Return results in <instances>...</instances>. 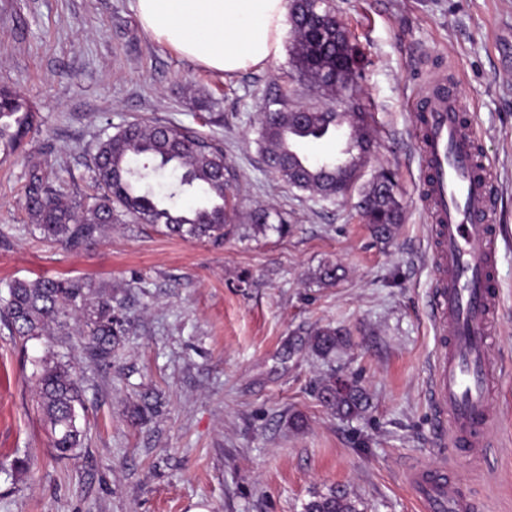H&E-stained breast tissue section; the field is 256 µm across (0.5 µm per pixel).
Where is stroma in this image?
Wrapping results in <instances>:
<instances>
[{"instance_id": "obj_1", "label": "stroma", "mask_w": 512, "mask_h": 512, "mask_svg": "<svg viewBox=\"0 0 512 512\" xmlns=\"http://www.w3.org/2000/svg\"><path fill=\"white\" fill-rule=\"evenodd\" d=\"M364 63L353 96L371 115L373 153L360 186L393 173L403 221L389 239L358 214V189L336 202L288 188L265 167L258 118L268 99L327 102L292 61L294 35L267 64L206 69L147 36L135 0H0V88L33 122L0 150V292L14 280L83 277L126 290L129 334L108 367L74 337L20 341L0 321V512H303L335 487L362 512H420L405 476L449 465L475 512H512V0H332ZM453 80L467 127L491 170L500 230L501 310L495 353L503 417L487 464L442 441L428 399L434 272L416 102L431 73ZM212 100L209 110L197 102ZM156 122L223 147L233 175V233L216 245L125 221L66 250L24 209L32 166L64 196L94 194L104 129ZM288 216V232H255L250 213ZM336 280L324 279L328 266ZM346 334L316 355L314 329ZM82 379L86 431L58 457L36 404L46 352ZM354 380L367 409L344 419L316 397L329 374ZM153 406L146 422L131 412ZM301 414L305 425L288 420Z\"/></svg>"}]
</instances>
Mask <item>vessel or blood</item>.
<instances>
[{
    "mask_svg": "<svg viewBox=\"0 0 512 512\" xmlns=\"http://www.w3.org/2000/svg\"><path fill=\"white\" fill-rule=\"evenodd\" d=\"M421 100L425 203L434 221L436 270L430 298L436 347L428 396L435 414L448 419L449 441L465 445L470 459L478 461L502 424L491 406L499 372L493 347L500 309L492 175L463 124L465 106L454 83L432 79ZM408 484L424 512H472L446 470L415 466Z\"/></svg>",
    "mask_w": 512,
    "mask_h": 512,
    "instance_id": "1",
    "label": "vessel or blood"
}]
</instances>
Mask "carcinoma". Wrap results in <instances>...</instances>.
I'll return each instance as SVG.
<instances>
[{
	"label": "carcinoma",
	"instance_id": "carcinoma-1",
	"mask_svg": "<svg viewBox=\"0 0 512 512\" xmlns=\"http://www.w3.org/2000/svg\"><path fill=\"white\" fill-rule=\"evenodd\" d=\"M287 22L294 33L293 62L317 87L349 98L361 59L350 34L336 23L330 0H290ZM276 109L265 113L260 127L263 158L269 172L298 189L336 197L346 194L358 177L361 164H345L340 157L309 161L297 150L303 141L330 138L341 127L338 113L325 118L326 109L312 110L304 122H294L292 109L272 101ZM30 109L19 97L0 91V145H13L31 128ZM348 130L351 150L372 143L368 113L351 106ZM171 168L174 181L161 196L143 185L152 173ZM93 179L99 190L92 201L66 199L40 168L29 171L25 209L31 223L53 242L76 248L94 240L112 225L119 213L137 224L162 225L167 233L182 239L222 242L233 232L235 206L223 148L168 126L132 123L103 133L93 158ZM182 195L198 202L183 207ZM357 207L372 213V230L380 239L390 238L401 221L402 207L394 177L381 172L363 192ZM251 223L259 230L278 223L287 228L282 213L256 209ZM125 299L118 291L92 280H16L8 285V297H0V317L11 332L23 340L41 336H78L82 349L94 360L110 367L127 334ZM341 337L334 328H319L310 338L314 352L326 357L336 351ZM329 375L320 380L317 398L323 407L343 417L360 414L367 394L357 382L338 386ZM38 407L49 431L51 445L62 455L82 446L84 429L79 424L83 408L81 379L69 364L53 353L43 359L37 379ZM304 512H360L356 501L331 489L310 500Z\"/></svg>",
	"mask_w": 512,
	"mask_h": 512
}]
</instances>
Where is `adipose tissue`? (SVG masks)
Listing matches in <instances>:
<instances>
[{"instance_id": "obj_1", "label": "adipose tissue", "mask_w": 512, "mask_h": 512, "mask_svg": "<svg viewBox=\"0 0 512 512\" xmlns=\"http://www.w3.org/2000/svg\"><path fill=\"white\" fill-rule=\"evenodd\" d=\"M136 11L156 41L232 74L278 53L288 0H136Z\"/></svg>"}]
</instances>
